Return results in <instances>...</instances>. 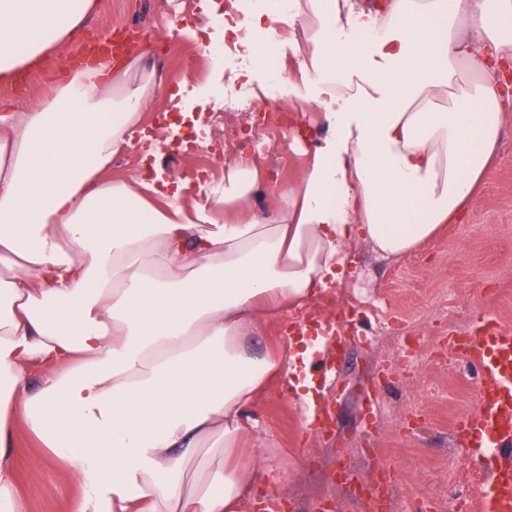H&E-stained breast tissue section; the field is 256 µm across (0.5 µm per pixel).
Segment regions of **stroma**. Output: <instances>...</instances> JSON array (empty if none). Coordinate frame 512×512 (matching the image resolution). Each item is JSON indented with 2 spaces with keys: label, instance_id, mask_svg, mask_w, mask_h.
I'll use <instances>...</instances> for the list:
<instances>
[{
  "label": "stroma",
  "instance_id": "obj_1",
  "mask_svg": "<svg viewBox=\"0 0 512 512\" xmlns=\"http://www.w3.org/2000/svg\"><path fill=\"white\" fill-rule=\"evenodd\" d=\"M197 2L182 0L184 13L177 21L172 0H100L98 12L58 56L25 69V83L0 82V103L23 107L49 96L89 37L128 29L136 34L131 52L142 55L160 79L148 114L156 125L170 108L172 92L198 94L212 84L215 69L230 77L242 65L228 54L222 66H215L204 54L208 36L195 40L174 34L175 25L197 23ZM241 97L248 102L246 111L225 113L218 124L202 114L197 134L182 126L176 152L156 125L150 138L113 158L107 178L142 177L159 165L195 183L220 181L231 154L259 152L277 172L278 184L260 186L250 202L255 211H268L274 190L288 189L297 161L278 160L276 131L266 133L264 147L243 136L234 153L223 152L225 135L259 107L249 92ZM347 307L356 316L339 335L343 355L335 360L337 374L317 395L319 408L332 411L328 431L305 430L300 402L282 388H274L258 407L268 482L249 512H318L325 505L333 512H364L356 486L371 483L385 460L397 469L387 512H408L412 506L454 512L448 487L458 472L473 470L474 464L462 447L454 446L452 431L475 399L473 378L452 361L450 343L469 335L481 316L512 325V123L463 220L446 225L437 238L397 260L376 258L367 244L356 245L343 283L268 323L257 345L263 349L280 343L289 322L311 314L327 321ZM408 349L415 358L400 359ZM15 452L26 512H70L69 500L80 488L65 465L57 460L35 465L43 450L22 429Z\"/></svg>",
  "mask_w": 512,
  "mask_h": 512
}]
</instances>
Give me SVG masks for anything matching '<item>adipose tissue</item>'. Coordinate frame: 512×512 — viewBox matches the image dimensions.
<instances>
[{
    "label": "adipose tissue",
    "mask_w": 512,
    "mask_h": 512,
    "mask_svg": "<svg viewBox=\"0 0 512 512\" xmlns=\"http://www.w3.org/2000/svg\"><path fill=\"white\" fill-rule=\"evenodd\" d=\"M95 7L0 0V80L59 52ZM198 8L251 63L288 48L297 124L331 135L294 138L303 163L258 214L254 155L202 199L160 169L104 178L158 88L139 56L0 111V512H26L18 420L79 481L72 512H247L271 380L315 403L299 346L256 349L263 321L342 281L355 244L396 258L457 223L498 154L512 0H267L245 29L240 0Z\"/></svg>",
    "instance_id": "1"
}]
</instances>
